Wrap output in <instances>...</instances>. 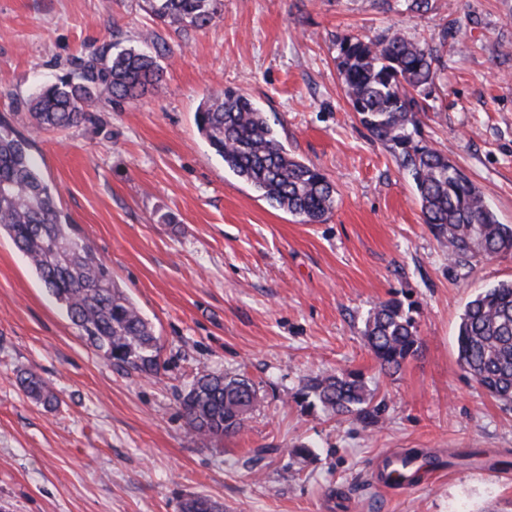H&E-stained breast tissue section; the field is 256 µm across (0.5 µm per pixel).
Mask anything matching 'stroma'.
<instances>
[{
    "instance_id": "1",
    "label": "stroma",
    "mask_w": 512,
    "mask_h": 512,
    "mask_svg": "<svg viewBox=\"0 0 512 512\" xmlns=\"http://www.w3.org/2000/svg\"><path fill=\"white\" fill-rule=\"evenodd\" d=\"M224 0L181 34L143 0H0V114L72 60L161 38L162 83L93 124L32 136L62 209L107 258L152 323L161 369L102 359L11 240L0 237V512H181L193 494L224 512H512V406L457 360L466 303L512 280V257L458 265L424 224L391 151L353 112L338 43L397 31L438 47L441 79L417 116L421 139L460 168L512 224V0ZM262 105L299 160L333 183L327 219L303 224L225 170L199 133L207 92ZM401 303L422 346L394 374L363 336L376 305ZM245 375L258 401L242 433L211 447L185 432L180 395L197 373ZM32 371L60 398L17 387ZM363 376L376 421L330 417L304 395L324 372ZM312 454L293 455L299 445ZM447 462L406 493L376 489L391 449ZM475 450L497 472L450 465ZM17 383L28 398L43 406L52 407L59 402V397L54 387L33 372L18 374Z\"/></svg>"
}]
</instances>
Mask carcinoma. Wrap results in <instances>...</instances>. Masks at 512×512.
I'll list each match as a JSON object with an SVG mask.
<instances>
[{
  "label": "carcinoma",
  "instance_id": "cac0c4a2",
  "mask_svg": "<svg viewBox=\"0 0 512 512\" xmlns=\"http://www.w3.org/2000/svg\"><path fill=\"white\" fill-rule=\"evenodd\" d=\"M166 28L204 29L220 17L223 0H146ZM79 59L73 70L37 89L14 113L25 111L38 133L63 131L97 120L103 102L136 100L157 87L163 70L153 49ZM339 71L346 95L362 124L392 150L411 180L435 236L448 242V258L467 265L477 257L512 256V225L498 221L484 194L447 157L416 139V114L427 111L440 79V57L425 42L397 31L339 41ZM199 132L224 168L259 197L304 224L326 219L335 189L318 169L292 157L267 113L251 98L227 88L208 93L196 113ZM32 142L0 115V236L11 239L81 338L104 359L129 371L156 375L159 353L154 329L113 280L100 251L80 236L58 204V190L42 177ZM364 336L380 366L398 371L416 355L421 339L401 305L383 302L368 313ZM457 359L493 398L512 405V281L492 284L471 299L460 316ZM30 399L58 404L51 384L33 372L17 375ZM305 396L330 416L369 418L380 413L362 378L336 372L306 379ZM257 402L244 375L203 371L179 398L188 434L207 447L242 432ZM182 512H224L206 496L184 499Z\"/></svg>",
  "mask_w": 512,
  "mask_h": 512
}]
</instances>
